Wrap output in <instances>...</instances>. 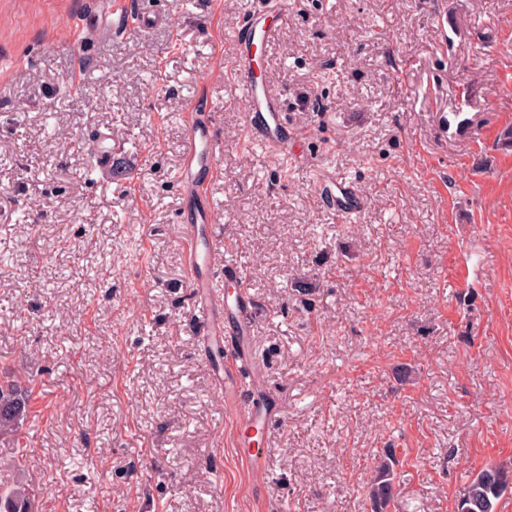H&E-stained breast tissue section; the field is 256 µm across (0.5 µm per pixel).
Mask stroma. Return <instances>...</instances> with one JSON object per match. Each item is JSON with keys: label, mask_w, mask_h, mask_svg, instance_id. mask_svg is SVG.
<instances>
[{"label": "stroma", "mask_w": 512, "mask_h": 512, "mask_svg": "<svg viewBox=\"0 0 512 512\" xmlns=\"http://www.w3.org/2000/svg\"><path fill=\"white\" fill-rule=\"evenodd\" d=\"M103 0H0V381L31 389L0 436V492L39 512H456L512 465V0H284L263 76L299 137L248 143L233 40L253 0H154L162 24L70 30ZM224 148L216 264L242 270L250 354L282 418L265 471L235 446L245 398L208 368L183 265L181 115ZM447 125H440V115ZM108 138L133 166L102 180ZM365 206L347 222L321 170ZM163 22V17L156 14L153 10L142 8L140 13L135 14L132 20L128 16L125 17L123 9L119 11L117 23L112 18V26H97V27H79L71 37L70 45L75 54V71H80L82 68L81 56L79 51L83 46L89 44L91 41L97 39L104 34H112L113 31L122 30L128 32L130 29L135 28L145 30L157 26ZM396 465L393 452L385 454L374 467V475L368 487V496L374 512H388L394 498V467ZM0 512H38L32 489L25 483H18L9 493L0 494Z\"/></svg>", "instance_id": "1"}]
</instances>
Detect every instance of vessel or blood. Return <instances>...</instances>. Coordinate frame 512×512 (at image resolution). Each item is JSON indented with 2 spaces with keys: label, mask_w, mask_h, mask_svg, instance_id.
I'll return each instance as SVG.
<instances>
[{
  "label": "vessel or blood",
  "mask_w": 512,
  "mask_h": 512,
  "mask_svg": "<svg viewBox=\"0 0 512 512\" xmlns=\"http://www.w3.org/2000/svg\"><path fill=\"white\" fill-rule=\"evenodd\" d=\"M282 0H258L245 15L243 36L237 37L231 66L239 78L245 128L251 143L282 154L291 152L294 134L289 129L281 101L268 89L258 74V47L270 44L278 30L268 23L273 13H283ZM163 18L152 10H141L133 17H119L113 27H79L70 45L73 51L107 34L108 30H145L162 23ZM187 136L183 144L178 187L185 207L181 219L187 233L183 260L191 281L193 312L203 329L204 346L208 349H233L234 359L250 367L249 400L244 425L238 430L236 445L243 449L245 461L252 470L266 468V456L253 448L254 437L268 432L276 420L278 402L269 391L262 370L250 362L249 338L253 333L250 311L253 300L241 281L237 265L225 266L216 274L213 265L218 245L209 188L223 144L216 135L210 110L190 104L183 115ZM321 199L330 200L337 212L349 215L358 212L363 202L353 184L342 177L330 176L320 182Z\"/></svg>",
  "instance_id": "obj_1"
}]
</instances>
